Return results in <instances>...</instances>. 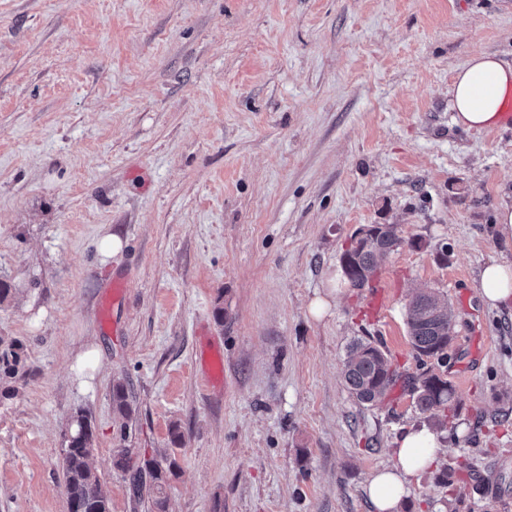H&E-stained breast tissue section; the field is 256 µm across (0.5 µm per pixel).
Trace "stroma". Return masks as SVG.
<instances>
[{"label":"stroma","instance_id":"35a3bbf8","mask_svg":"<svg viewBox=\"0 0 512 512\" xmlns=\"http://www.w3.org/2000/svg\"><path fill=\"white\" fill-rule=\"evenodd\" d=\"M480 51L512 62V0H0V339L23 361L0 378V512H69L80 411L112 512H153L122 446L175 458L167 512H373L367 479L427 422L419 288L451 305L448 357L427 365L460 405L400 512H512V303L479 296L485 265L512 266L494 228L512 126L465 130L448 108ZM369 224L405 241L379 264L380 325L340 268ZM111 232L125 249L106 261ZM207 337L219 389L195 367ZM361 337L399 372L372 407L342 377ZM91 348L83 387L71 366ZM112 407L115 417L122 420L120 430H126L127 421L131 418L133 409L127 387L122 382H117L112 386Z\"/></svg>","mask_w":512,"mask_h":512}]
</instances>
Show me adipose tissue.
Here are the masks:
<instances>
[{
	"label": "adipose tissue",
	"mask_w": 512,
	"mask_h": 512,
	"mask_svg": "<svg viewBox=\"0 0 512 512\" xmlns=\"http://www.w3.org/2000/svg\"><path fill=\"white\" fill-rule=\"evenodd\" d=\"M512 90V64L491 53L471 57L450 89L448 108L455 125L469 130L496 125L505 97ZM481 299L496 307L512 301V267L492 263L481 273ZM437 434L428 427L409 428L397 439L396 463L372 474L366 483L375 512H399L412 477L437 462Z\"/></svg>",
	"instance_id": "adipose-tissue-1"
}]
</instances>
